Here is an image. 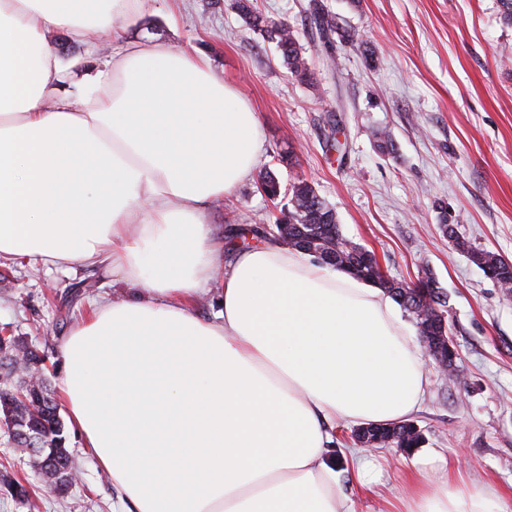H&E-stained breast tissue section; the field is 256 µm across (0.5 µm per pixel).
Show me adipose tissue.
Instances as JSON below:
<instances>
[{"instance_id": "ef3b65f1", "label": "adipose tissue", "mask_w": 512, "mask_h": 512, "mask_svg": "<svg viewBox=\"0 0 512 512\" xmlns=\"http://www.w3.org/2000/svg\"><path fill=\"white\" fill-rule=\"evenodd\" d=\"M144 2L0 0V258L133 288L60 348L62 404L122 512H351L332 424L417 412L421 349L381 288L274 237L225 252L208 210L255 177L263 140L206 55L119 42L66 85L48 33L117 39ZM409 465L395 512H512L423 455Z\"/></svg>"}]
</instances>
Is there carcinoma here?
I'll return each mask as SVG.
<instances>
[{
  "instance_id": "obj_1",
  "label": "carcinoma",
  "mask_w": 512,
  "mask_h": 512,
  "mask_svg": "<svg viewBox=\"0 0 512 512\" xmlns=\"http://www.w3.org/2000/svg\"><path fill=\"white\" fill-rule=\"evenodd\" d=\"M234 8L250 26L274 42L283 63L299 80L311 79L303 46L293 27L286 20L272 21L256 12L253 0H235ZM315 28L324 33L336 32V22L329 14L312 7ZM262 192L268 196L281 195V184L270 171L260 175ZM288 208L280 211L275 219L277 234L288 246L302 248L313 240L318 250L335 255L338 270L384 289L412 319L418 335L426 345L433 346L435 339V310L445 311L447 294L424 293L415 285H409L387 277L375 254L364 246L347 238L338 224L336 211L318 193L315 186L301 180L290 188ZM24 352L29 361L45 370L47 354L20 336L0 334V358ZM0 428L8 441L16 448L41 449L46 468L60 476L69 475L75 467L67 447L68 432L60 415L57 395L46 381L35 386L17 383H0ZM367 442L374 448H401L405 451L420 448L424 442L422 431L413 422L369 424L364 426Z\"/></svg>"
}]
</instances>
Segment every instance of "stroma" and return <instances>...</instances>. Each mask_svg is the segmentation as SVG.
Segmentation results:
<instances>
[{"instance_id":"stroma-1","label":"stroma","mask_w":512,"mask_h":512,"mask_svg":"<svg viewBox=\"0 0 512 512\" xmlns=\"http://www.w3.org/2000/svg\"><path fill=\"white\" fill-rule=\"evenodd\" d=\"M336 20L330 44L315 39L310 2ZM234 0H146L123 24V39L208 56L257 112L259 170L282 186L306 180L337 213L345 236L373 251L383 272L414 283L432 273L448 295L459 359L457 378L426 361L427 395L413 420L436 476L442 464L512 502V296L438 228V208L474 247L512 260V24L500 0H255L271 20H288L313 74L291 77L274 43L246 24ZM388 135L389 148L379 146ZM258 180L241 184L207 219L225 227L259 225L274 204ZM82 283L121 296L97 267L47 271L0 259V329L46 345L51 383L61 375L60 345L88 309L69 301ZM93 293V294H94ZM354 426H337L331 451L353 512H393L408 474L405 453L356 448ZM77 481L58 496L0 431V474L30 490L18 504L0 490V512H115L110 476L71 437ZM369 465L359 486L351 459Z\"/></svg>"}]
</instances>
